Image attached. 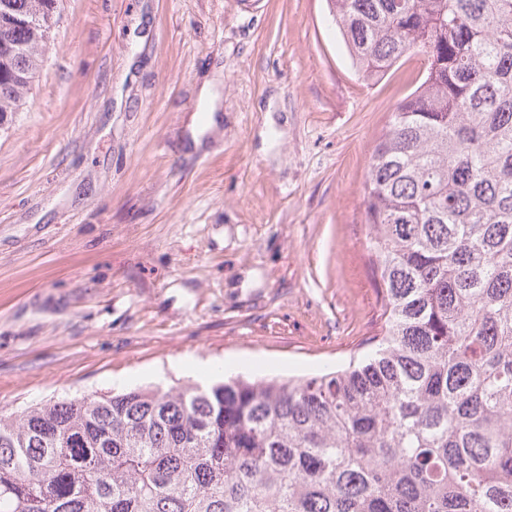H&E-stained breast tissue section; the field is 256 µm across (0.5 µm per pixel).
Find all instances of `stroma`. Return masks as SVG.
<instances>
[{
  "label": "stroma",
  "instance_id": "stroma-1",
  "mask_svg": "<svg viewBox=\"0 0 512 512\" xmlns=\"http://www.w3.org/2000/svg\"><path fill=\"white\" fill-rule=\"evenodd\" d=\"M53 23L0 124V414L312 374L380 335L364 185L421 55L363 79L327 0H58Z\"/></svg>",
  "mask_w": 512,
  "mask_h": 512
}]
</instances>
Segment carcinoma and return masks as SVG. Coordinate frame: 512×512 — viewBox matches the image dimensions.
Segmentation results:
<instances>
[{"mask_svg": "<svg viewBox=\"0 0 512 512\" xmlns=\"http://www.w3.org/2000/svg\"><path fill=\"white\" fill-rule=\"evenodd\" d=\"M359 73L419 53L369 160L385 326L348 365L0 414V512H512V0H327ZM57 0H0V121Z\"/></svg>", "mask_w": 512, "mask_h": 512, "instance_id": "carcinoma-1", "label": "carcinoma"}]
</instances>
